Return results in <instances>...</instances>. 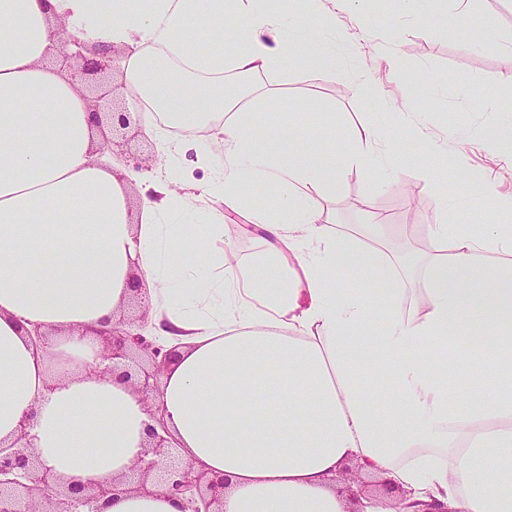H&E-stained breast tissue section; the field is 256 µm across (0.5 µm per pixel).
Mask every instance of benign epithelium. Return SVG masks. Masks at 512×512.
Instances as JSON below:
<instances>
[{
    "mask_svg": "<svg viewBox=\"0 0 512 512\" xmlns=\"http://www.w3.org/2000/svg\"><path fill=\"white\" fill-rule=\"evenodd\" d=\"M56 42L75 47L62 56L61 67L74 87L98 86L101 78L114 76L115 50L109 45L85 42L64 25L56 28ZM125 82L111 84L89 101L92 122L102 136L101 149L124 158L135 171L144 168L138 154L128 149L130 137L140 133V112L126 105L107 104L105 99ZM149 308L144 306L135 318L123 316L100 332L101 351L95 372L102 376L119 374L142 395L155 425L148 427L149 440L143 455L130 474L105 483L76 484L53 477L25 442L26 433L6 443L0 441V512H102V504L117 493L151 494L165 489L181 497L182 512H223L224 479L211 478L179 461L163 435V403L160 400L159 373L173 359L143 333Z\"/></svg>",
    "mask_w": 512,
    "mask_h": 512,
    "instance_id": "1",
    "label": "benign epithelium"
}]
</instances>
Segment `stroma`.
<instances>
[{
	"instance_id": "stroma-1",
	"label": "stroma",
	"mask_w": 512,
	"mask_h": 512,
	"mask_svg": "<svg viewBox=\"0 0 512 512\" xmlns=\"http://www.w3.org/2000/svg\"><path fill=\"white\" fill-rule=\"evenodd\" d=\"M319 14L336 16V28L354 45L327 75L301 60L262 79L271 98L256 120L261 124L302 125L305 147L313 131L327 128L329 150L340 177L325 205L340 234L368 242L371 215L385 217L383 235L391 255L426 257L419 240L433 224H507L512 216L490 205L445 211L443 195L461 193L463 169L482 175L502 193H512V148L489 151L492 138H512V0H433L423 16L406 11L402 0H360L356 8H336L319 0ZM493 30L494 39H475V30ZM398 60L406 74L396 82L389 70ZM445 143L448 165L433 170L424 140ZM378 126L397 165L388 179L349 165L347 132ZM225 239L241 261L265 250L246 213H228Z\"/></svg>"
}]
</instances>
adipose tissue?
<instances>
[{"instance_id":"adipose-tissue-1","label":"adipose tissue","mask_w":512,"mask_h":512,"mask_svg":"<svg viewBox=\"0 0 512 512\" xmlns=\"http://www.w3.org/2000/svg\"><path fill=\"white\" fill-rule=\"evenodd\" d=\"M308 0H0V440L28 431L52 475L78 483L127 473L148 442L146 405L118 377L90 375L96 331L148 289L157 339L179 358L164 374L165 425L188 463L226 478L224 512H512V256L508 224H436L444 253L422 261L407 299L398 262L340 235L312 192L339 173L301 128L262 126L252 77L305 58L336 67L332 20L304 25ZM91 44L131 45L129 90L189 127L224 110L208 135L160 139L163 172L132 223L125 184L97 161L85 97L43 63L57 24ZM249 78L218 104L202 81ZM213 175L188 191L179 155ZM350 165L388 169L370 128ZM264 200L253 207L244 187ZM223 210H215V203ZM249 212L267 235L249 263L224 259L225 212ZM205 224H197L198 216ZM205 254L181 249L195 235ZM273 276H264V269ZM344 279L330 287L334 273ZM49 331L34 346L24 331ZM389 376L397 400L371 397ZM493 378L496 395L483 391ZM396 486L389 501L350 496L347 463ZM105 512H180L167 491L121 493Z\"/></svg>"}]
</instances>
